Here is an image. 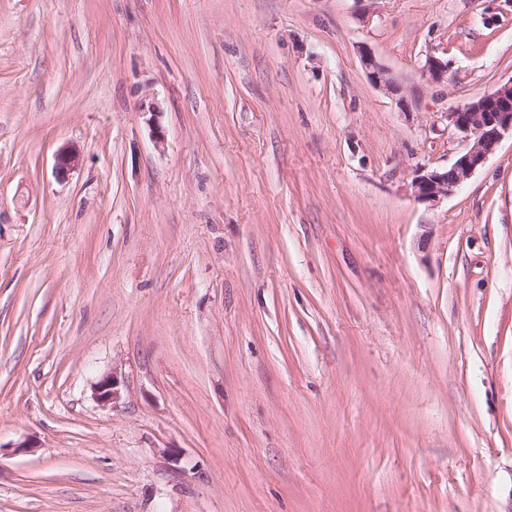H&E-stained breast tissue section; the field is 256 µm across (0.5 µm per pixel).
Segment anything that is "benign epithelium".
Instances as JSON below:
<instances>
[{"instance_id": "7a95c632", "label": "benign epithelium", "mask_w": 512, "mask_h": 512, "mask_svg": "<svg viewBox=\"0 0 512 512\" xmlns=\"http://www.w3.org/2000/svg\"><path fill=\"white\" fill-rule=\"evenodd\" d=\"M361 63L374 84L390 93L400 90L390 70L370 52H363ZM426 69L432 78L440 80L448 73V62L430 56L426 60ZM448 122L462 134L469 146L447 167H420L415 170L411 194L419 202H438L453 195L486 163L503 138L512 136V80L448 113ZM79 162L76 148H61L57 154L58 175H69ZM94 395L103 405L115 403L120 397L117 376L109 374L102 377L96 384Z\"/></svg>"}]
</instances>
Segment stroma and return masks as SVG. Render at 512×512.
I'll use <instances>...</instances> for the list:
<instances>
[{
	"instance_id": "35a3bbf8",
	"label": "stroma",
	"mask_w": 512,
	"mask_h": 512,
	"mask_svg": "<svg viewBox=\"0 0 512 512\" xmlns=\"http://www.w3.org/2000/svg\"><path fill=\"white\" fill-rule=\"evenodd\" d=\"M510 80L512 0H0V512H512V139L410 191ZM361 63L374 84L390 93L400 90V85L390 70L382 65L370 52H363ZM448 122L469 142L444 168H416L411 194L418 202H439L461 188L506 136L512 138V80L448 112ZM96 400L102 405L115 403L120 397L119 381L117 376L109 374L102 377L94 389Z\"/></svg>"
}]
</instances>
